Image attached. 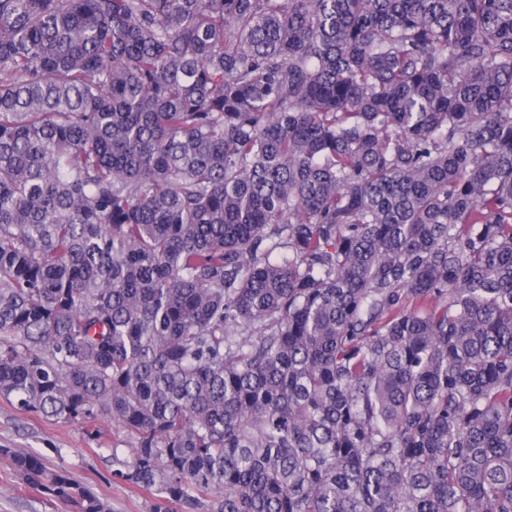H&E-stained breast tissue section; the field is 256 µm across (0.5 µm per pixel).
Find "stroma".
Listing matches in <instances>:
<instances>
[{"mask_svg":"<svg viewBox=\"0 0 512 512\" xmlns=\"http://www.w3.org/2000/svg\"><path fill=\"white\" fill-rule=\"evenodd\" d=\"M99 428L101 436L94 439L81 421L25 413L0 396V512H77L74 503L22 480L13 464L19 452L42 455L48 470H66L101 498L109 512H152L153 495L117 476L132 454L130 434L109 420L100 421Z\"/></svg>","mask_w":512,"mask_h":512,"instance_id":"obj_1","label":"stroma"}]
</instances>
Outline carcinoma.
<instances>
[{
  "instance_id": "cac0c4a2",
  "label": "carcinoma",
  "mask_w": 512,
  "mask_h": 512,
  "mask_svg": "<svg viewBox=\"0 0 512 512\" xmlns=\"http://www.w3.org/2000/svg\"><path fill=\"white\" fill-rule=\"evenodd\" d=\"M0 396L154 512H512V0H0Z\"/></svg>"
}]
</instances>
